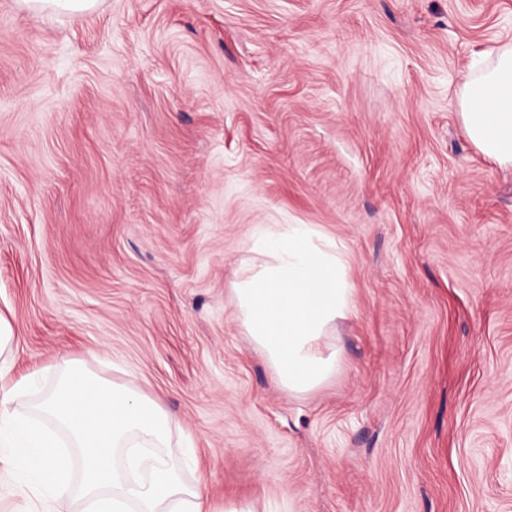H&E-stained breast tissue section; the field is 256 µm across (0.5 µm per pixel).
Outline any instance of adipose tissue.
I'll use <instances>...</instances> for the list:
<instances>
[{"mask_svg": "<svg viewBox=\"0 0 512 512\" xmlns=\"http://www.w3.org/2000/svg\"><path fill=\"white\" fill-rule=\"evenodd\" d=\"M457 109L473 145L511 169L512 41L483 52ZM251 239L268 260L234 282L237 319L277 386L313 391L336 371L327 338L354 307L345 255L313 224H258ZM23 394L19 384L0 394V498L33 487L30 512H216L201 486L185 483V463L169 450L172 420L157 400L77 370L39 399L34 416L13 409Z\"/></svg>", "mask_w": 512, "mask_h": 512, "instance_id": "1", "label": "adipose tissue"}]
</instances>
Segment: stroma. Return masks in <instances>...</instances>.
I'll list each match as a JSON object with an SVG mask.
<instances>
[{"mask_svg": "<svg viewBox=\"0 0 512 512\" xmlns=\"http://www.w3.org/2000/svg\"><path fill=\"white\" fill-rule=\"evenodd\" d=\"M510 40L512 0H0V387L157 399L219 510L512 512V171L455 105ZM255 224L346 253L305 395L235 319ZM98 0H19L21 8L31 13L67 11L84 13L95 9Z\"/></svg>", "mask_w": 512, "mask_h": 512, "instance_id": "stroma-1", "label": "stroma"}]
</instances>
